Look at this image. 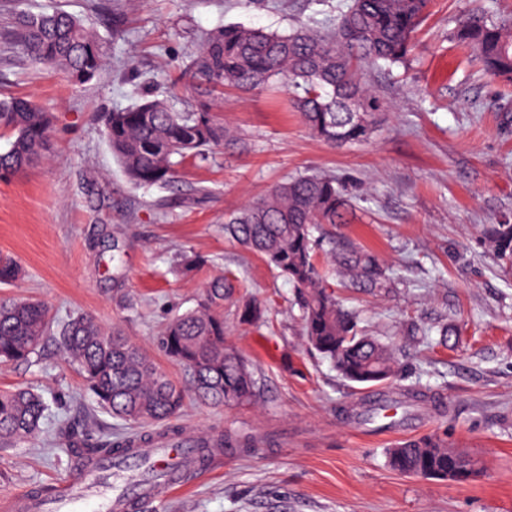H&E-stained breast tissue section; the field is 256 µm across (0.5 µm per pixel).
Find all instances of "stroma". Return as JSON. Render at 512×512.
Listing matches in <instances>:
<instances>
[{
  "instance_id": "1",
  "label": "stroma",
  "mask_w": 512,
  "mask_h": 512,
  "mask_svg": "<svg viewBox=\"0 0 512 512\" xmlns=\"http://www.w3.org/2000/svg\"><path fill=\"white\" fill-rule=\"evenodd\" d=\"M348 0H0V29L18 11L64 10L105 41V64L85 84L33 64L0 41V97L36 100L54 116L46 157L0 180V254L24 275L0 299L34 297L56 324L78 314L119 328L173 379L181 368L157 348L174 316L192 308L216 274L237 292L224 305L226 344L262 373L257 404L214 408L188 401L191 433H246L253 454L224 452L140 512H512V273L480 244L485 225L512 223V85L482 74L451 33L474 0H431L406 64L369 67L363 80L387 105L376 137L336 148L312 136L286 85L208 99L243 143L185 162L175 183L135 187L117 167L95 114L144 94L165 95L194 46L218 27L327 32ZM121 38H113V27ZM336 176L354 195L329 237L373 251L393 270L390 290L337 289L369 333L397 347L389 394L417 398L396 426L353 419L369 393L344 381L302 335L293 288L278 270L224 233V217L288 177ZM198 256L184 271L182 261ZM265 312L239 317L249 298ZM447 327L430 346L428 330ZM30 386L49 416L40 436L0 448V512L12 497L72 480L58 447L67 435L97 443L122 424L95 408L54 338L31 365H1L0 389ZM438 435L481 462L466 483L389 468L385 451Z\"/></svg>"
}]
</instances>
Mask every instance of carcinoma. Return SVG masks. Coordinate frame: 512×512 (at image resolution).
Here are the masks:
<instances>
[{
	"instance_id": "carcinoma-1",
	"label": "carcinoma",
	"mask_w": 512,
	"mask_h": 512,
	"mask_svg": "<svg viewBox=\"0 0 512 512\" xmlns=\"http://www.w3.org/2000/svg\"><path fill=\"white\" fill-rule=\"evenodd\" d=\"M430 0H349L336 14L331 32L305 24L287 33L229 26L206 34L190 55L184 75L200 86L244 92L284 79L293 105L316 138L343 147L370 141L380 128L385 104L360 77L364 67L385 70L412 55ZM454 39L469 48L486 74L512 82V14L490 6L461 19ZM3 41L28 59L58 70L75 83L93 80L104 63L101 39L92 27L65 11L23 12L3 32ZM104 135L120 171L134 186L174 181L177 166L205 160L217 147L239 144L232 130L211 112H177L166 98L142 96L128 108L100 116ZM51 115L30 99L0 98V178L15 176L44 158ZM351 202L335 177L313 173L273 186L264 196L229 213L225 232L262 257L294 288L307 344L350 383L384 387L397 374L393 345L360 327L319 270L315 249L322 225L345 224ZM484 240L512 269V224H488ZM341 288L380 293L393 277L369 250L342 243L330 250ZM20 275L17 262L0 255V284ZM234 283L213 277L196 306L174 317L157 346L182 367L173 381L119 330L104 332L90 316L71 318L57 342L92 393L98 408L131 428L136 439L118 435L100 445L73 439L65 450L81 462L112 465L127 461L130 443L149 447L159 439L177 442L186 399L213 407L251 404L260 396V378L251 364L226 346L224 299ZM52 328L49 309L38 299L0 300V362L28 363ZM48 404L29 387L0 391V447L36 437ZM191 464L203 463L215 448L249 452L248 436L218 432L198 440ZM388 466L404 475L444 479L448 466L463 471L468 457L440 437L410 439L385 451Z\"/></svg>"
}]
</instances>
